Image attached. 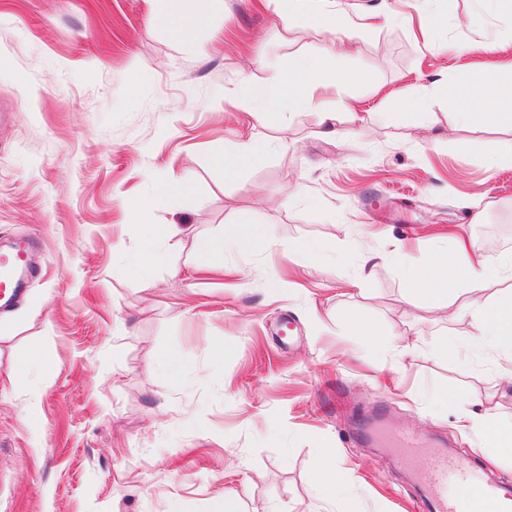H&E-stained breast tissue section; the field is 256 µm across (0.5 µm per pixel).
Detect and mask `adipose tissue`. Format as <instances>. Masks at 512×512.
Instances as JSON below:
<instances>
[{
  "label": "adipose tissue",
  "instance_id": "obj_1",
  "mask_svg": "<svg viewBox=\"0 0 512 512\" xmlns=\"http://www.w3.org/2000/svg\"><path fill=\"white\" fill-rule=\"evenodd\" d=\"M159 2L157 21L182 38L189 37L194 26L204 20L211 9V0ZM264 2L278 16L327 32L330 43L318 55L294 57L278 81L248 86L238 104L239 110L268 127L281 126L287 113L307 110L315 115L322 136H340L336 115L330 112L321 92L330 87H342L352 80L339 61L354 42L359 27L356 17L346 11L309 4L308 0ZM437 90L461 123L512 125V69L503 74H467L451 86L439 82ZM271 149L268 141L242 140L216 155L214 163L223 169L225 178L233 179L244 169L260 165ZM188 189L187 181L171 176L158 180L150 196L127 203L131 223L142 227V246L135 255L141 270H149L159 262L163 256L161 244L176 240L183 231L178 224L148 223L149 211L170 206ZM274 241L273 233L264 226L228 224L220 234L199 239L197 254L205 263L227 252L246 253L260 244ZM389 258L398 262L405 272L407 300L424 295L434 305L452 308V321L468 324L471 345L494 348L499 361L512 366V258L489 253L473 241L459 243L456 258L438 252L419 263L401 248L388 255L367 253L360 260L359 274L347 283L348 292L362 291L367 280ZM491 280L503 283V291L487 293L486 284ZM461 281L467 284L462 293L457 290ZM459 421L461 429L481 431L489 447L512 460V422L500 421L489 408L476 414H462Z\"/></svg>",
  "mask_w": 512,
  "mask_h": 512
}]
</instances>
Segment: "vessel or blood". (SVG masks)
<instances>
[{
	"instance_id": "vessel-or-blood-1",
	"label": "vessel or blood",
	"mask_w": 512,
	"mask_h": 512,
	"mask_svg": "<svg viewBox=\"0 0 512 512\" xmlns=\"http://www.w3.org/2000/svg\"><path fill=\"white\" fill-rule=\"evenodd\" d=\"M34 246V241L24 240L12 255L0 258V308L20 299L19 273L30 270L29 256ZM419 446L417 435L400 434L402 459L417 466L422 482L439 505L438 512H512L511 485L483 478L477 468L442 449L421 457Z\"/></svg>"
}]
</instances>
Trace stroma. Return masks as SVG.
Returning <instances> with one entry per match:
<instances>
[{"mask_svg":"<svg viewBox=\"0 0 512 512\" xmlns=\"http://www.w3.org/2000/svg\"><path fill=\"white\" fill-rule=\"evenodd\" d=\"M254 2L215 0L178 39L157 0H0V247L37 236L41 266L25 302L0 312L13 333L0 341V512H213L224 497L239 512H414L413 471L353 436L381 416L512 484L483 433L454 425L484 406L512 420L496 354H432L467 327L426 299L406 303L394 263L343 291L364 253L399 245L420 258L456 232L512 254V167L488 164L512 152V127L461 124L433 87L512 68V24L495 20L497 52L462 57L456 46L485 33L471 0H436L443 25L426 36L361 29L342 67L362 81L322 92L349 131L328 139L308 111L278 130L238 112L248 84L328 44ZM393 96L426 111L389 115ZM251 137L275 146L226 179L212 155ZM170 174L193 189L150 220L187 232L144 278L124 200ZM236 221L274 227L276 244L200 270L196 238ZM298 244L323 246V262L308 267ZM361 318L410 349L378 350ZM36 336L49 369L11 388L12 360ZM163 350L179 371L157 364ZM445 386L456 394L443 402ZM322 458L350 476L327 497L314 484Z\"/></svg>","mask_w":512,"mask_h":512,"instance_id":"1","label":"stroma"}]
</instances>
